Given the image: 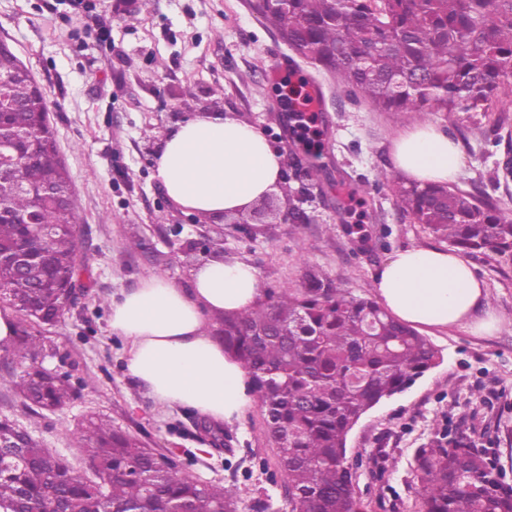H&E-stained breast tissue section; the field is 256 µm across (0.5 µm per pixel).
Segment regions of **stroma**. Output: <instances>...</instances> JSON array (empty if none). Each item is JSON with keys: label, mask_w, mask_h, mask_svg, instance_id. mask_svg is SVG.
<instances>
[{"label": "stroma", "mask_w": 512, "mask_h": 512, "mask_svg": "<svg viewBox=\"0 0 512 512\" xmlns=\"http://www.w3.org/2000/svg\"><path fill=\"white\" fill-rule=\"evenodd\" d=\"M0 0V39L31 69L49 102V121L71 175L83 224L78 229L86 293L54 324L37 331L52 347L46 368L68 375L75 389L64 409L27 417L0 351V416L17 420L45 447L86 473L77 437L84 417L110 419L175 461L183 475L238 488L237 512H288L276 449L259 402L221 422L226 446H205L207 417L189 407H161L125 368V343L110 329L111 299L159 277L189 287L211 253L257 269L260 284L301 282L312 269L352 294L372 298L374 281L396 251L444 247L404 213L387 182L392 145L421 123L447 131L460 145L456 187L478 189L512 216V181L494 121L512 129V77L488 113L393 114L376 111L328 74L295 59L299 81L323 92L319 126L327 130L321 181L291 169L283 177L307 223H195L154 177V156L171 126L200 112L221 111L262 130L281 152H301L288 110L278 108L268 76L274 58L293 56L260 23L249 0ZM360 188L373 203L363 236L339 218ZM196 241L184 253V241ZM498 330L422 328L442 360L410 388L370 410L347 440V463L364 512H421L414 455L436 438L467 434L485 443L502 483L512 485V259L469 254Z\"/></svg>", "instance_id": "35a3bbf8"}]
</instances>
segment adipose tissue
<instances>
[{
  "instance_id": "obj_1",
  "label": "adipose tissue",
  "mask_w": 512,
  "mask_h": 512,
  "mask_svg": "<svg viewBox=\"0 0 512 512\" xmlns=\"http://www.w3.org/2000/svg\"><path fill=\"white\" fill-rule=\"evenodd\" d=\"M282 155L263 132L213 111L177 122L155 155V176L170 198L192 213L221 216L277 192ZM395 169L421 184L455 181L461 155L454 139L423 123L398 137ZM383 306L418 327L465 326L476 335L499 325L485 310V290L470 262L441 248L394 253L378 273ZM257 270L216 255L196 268L190 287L149 278L111 300L110 326L126 344L125 367L164 407H190L215 421L251 401L248 372L224 352L213 322L260 297ZM482 318H474L477 308Z\"/></svg>"
}]
</instances>
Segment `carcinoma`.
<instances>
[{
    "label": "carcinoma",
    "mask_w": 512,
    "mask_h": 512,
    "mask_svg": "<svg viewBox=\"0 0 512 512\" xmlns=\"http://www.w3.org/2000/svg\"><path fill=\"white\" fill-rule=\"evenodd\" d=\"M256 12L310 63L332 73L380 112L489 110L512 76V0H276ZM15 131L39 136L58 154L51 129L36 113L3 114ZM325 168V142L302 139ZM47 177L38 160L18 158L0 195L15 217L38 211L54 226L26 238L25 225L0 221V253L21 245L48 273L24 276L0 261V309L19 316L16 336L0 341L20 370L8 373L23 409H62L74 398L68 377L42 366L46 348L25 323L55 320L68 307L80 270L77 205L60 211L40 198ZM401 209L465 253L489 250L512 258V221L480 196L449 185L389 178ZM216 333L224 352L250 376L266 434L277 449L290 512H362L346 464L347 439L362 417L404 391L438 363L435 346L378 302L356 297L316 272L297 285L265 291L257 303L226 312ZM92 476L43 447L26 428L0 419V508L46 512H235L231 487L200 483L163 465L162 454L103 417L80 429ZM421 512H512V486L499 482L485 454L459 435L435 440L415 455Z\"/></svg>",
    "instance_id": "1"
}]
</instances>
